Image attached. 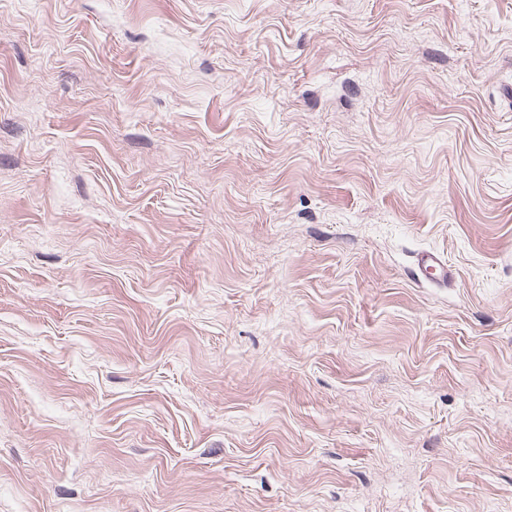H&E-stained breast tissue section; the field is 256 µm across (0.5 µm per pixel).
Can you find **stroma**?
I'll return each instance as SVG.
<instances>
[{"instance_id": "35a3bbf8", "label": "stroma", "mask_w": 512, "mask_h": 512, "mask_svg": "<svg viewBox=\"0 0 512 512\" xmlns=\"http://www.w3.org/2000/svg\"><path fill=\"white\" fill-rule=\"evenodd\" d=\"M0 512H512V0H0ZM415 275L440 285L446 286L453 279L452 270L437 254L425 252L417 255L414 262Z\"/></svg>"}]
</instances>
